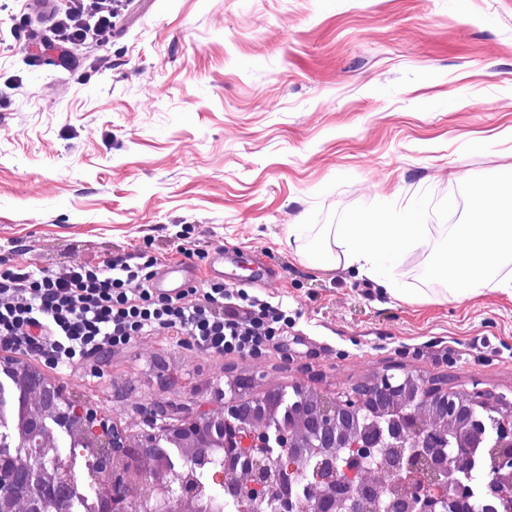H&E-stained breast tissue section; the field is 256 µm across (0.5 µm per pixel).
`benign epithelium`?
Returning <instances> with one entry per match:
<instances>
[{"label":"benign epithelium","instance_id":"benign-epithelium-1","mask_svg":"<svg viewBox=\"0 0 512 512\" xmlns=\"http://www.w3.org/2000/svg\"><path fill=\"white\" fill-rule=\"evenodd\" d=\"M30 396L47 403L60 399L58 387L45 381L38 370L27 372ZM494 405L502 411L496 445L491 450V478L485 483L486 497L505 507L507 489L512 487V402L473 385L470 391H455L442 382L427 381L422 376L405 374L393 381L384 373L360 381V385L334 397L317 393L310 401L291 402L280 389H268L247 398L236 396L224 402V432L234 436L224 439L228 457L250 471V485L264 489L276 502V512H329L335 499L352 498L350 512H369L376 492L362 472L366 462L385 438L398 430L359 426V415L370 412L378 417H399L402 427L413 433L420 452L398 448L390 470L401 481L412 484L411 493L401 500L385 503L386 512H463L470 504V472L477 449L485 441V428L476 417V407ZM213 413L200 412L186 419L182 429L193 431L194 446L203 453L214 442ZM85 435L90 439L110 440L109 454L100 460L104 479L99 489L103 512H132L137 498L129 475L142 468L149 452L161 446L144 435L130 439L110 428L95 413L80 414ZM274 430L280 466L268 471L247 450L245 438L263 440ZM455 438L447 447V434ZM320 448H351L342 460L325 454L314 470L316 481L327 493L314 490L302 495L292 475L303 458L302 449L310 440ZM38 472L31 466L11 483L0 481V498L12 497L16 487L28 482Z\"/></svg>","mask_w":512,"mask_h":512}]
</instances>
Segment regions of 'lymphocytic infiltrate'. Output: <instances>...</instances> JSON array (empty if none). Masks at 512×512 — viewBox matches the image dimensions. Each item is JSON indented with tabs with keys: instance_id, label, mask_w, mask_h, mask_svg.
I'll return each instance as SVG.
<instances>
[{
	"instance_id": "lymphocytic-infiltrate-1",
	"label": "lymphocytic infiltrate",
	"mask_w": 512,
	"mask_h": 512,
	"mask_svg": "<svg viewBox=\"0 0 512 512\" xmlns=\"http://www.w3.org/2000/svg\"><path fill=\"white\" fill-rule=\"evenodd\" d=\"M63 19L67 41L104 39L115 0H72ZM156 259L141 263L116 256L98 266L76 264L65 272L0 270V345L42 356L51 367H72L94 354L120 348L140 336H185L213 354L256 353L285 330V312L223 284L190 287L178 295L155 293Z\"/></svg>"
}]
</instances>
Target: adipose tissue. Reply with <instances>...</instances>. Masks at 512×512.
Returning <instances> with one entry per match:
<instances>
[{
  "mask_svg": "<svg viewBox=\"0 0 512 512\" xmlns=\"http://www.w3.org/2000/svg\"><path fill=\"white\" fill-rule=\"evenodd\" d=\"M512 174L491 176L476 196L473 219L452 224L445 230L440 269L448 292L458 301L483 295L491 289L512 299V194L506 188ZM430 230L424 224H292L288 239L304 244L300 256L314 270L339 268L380 283L385 292L411 300L401 288L394 269L405 250L426 241Z\"/></svg>",
  "mask_w": 512,
  "mask_h": 512,
  "instance_id": "ef3b65f1",
  "label": "adipose tissue"
}]
</instances>
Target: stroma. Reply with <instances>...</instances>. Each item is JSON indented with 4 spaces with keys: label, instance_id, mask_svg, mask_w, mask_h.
Wrapping results in <instances>:
<instances>
[{
    "label": "stroma",
    "instance_id": "obj_1",
    "mask_svg": "<svg viewBox=\"0 0 512 512\" xmlns=\"http://www.w3.org/2000/svg\"><path fill=\"white\" fill-rule=\"evenodd\" d=\"M50 0H0V258L61 271L143 252L195 286L219 249L261 255L287 311L261 353L207 354L160 334L65 371L64 396L127 437L143 407L220 412L241 373L333 396L372 373L417 371L512 400V299L458 302L427 272L404 302L349 270L321 272L292 224L448 221L450 191L512 170V0H125L106 41L52 45Z\"/></svg>",
    "mask_w": 512,
    "mask_h": 512
}]
</instances>
